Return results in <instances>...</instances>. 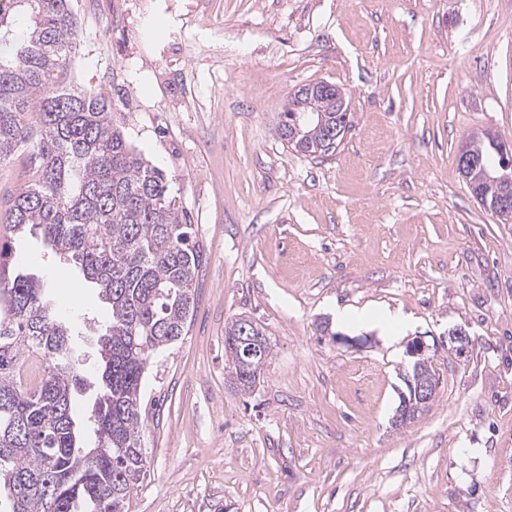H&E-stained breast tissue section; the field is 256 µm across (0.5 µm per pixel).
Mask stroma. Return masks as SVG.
<instances>
[{
	"label": "stroma",
	"instance_id": "1",
	"mask_svg": "<svg viewBox=\"0 0 512 512\" xmlns=\"http://www.w3.org/2000/svg\"><path fill=\"white\" fill-rule=\"evenodd\" d=\"M75 86L105 98L173 179L201 252L186 334L154 353L141 412L147 476L128 512H512V222L471 195L462 140L512 141V0H70ZM337 85L353 127L310 156L275 127L288 98ZM29 151L0 163V212ZM71 329L88 387L108 318L99 290L40 235L13 236ZM390 309L392 333L337 321ZM272 355L229 381L224 326ZM473 344L458 356L448 332ZM437 381L393 424L413 340Z\"/></svg>",
	"mask_w": 512,
	"mask_h": 512
}]
</instances>
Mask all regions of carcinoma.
<instances>
[{"instance_id": "obj_1", "label": "carcinoma", "mask_w": 512, "mask_h": 512, "mask_svg": "<svg viewBox=\"0 0 512 512\" xmlns=\"http://www.w3.org/2000/svg\"><path fill=\"white\" fill-rule=\"evenodd\" d=\"M25 15V36L12 19ZM78 26L70 0H9L0 8V162L19 149L37 161L30 183L0 214V495L5 512H127L147 472L141 394L150 356L185 335L199 252L171 179L137 153L113 124L106 99L71 88L69 57ZM311 121L294 126L293 116ZM352 127L332 99L294 93L277 136L310 155L329 153L326 136ZM470 152L488 168L499 157L486 137ZM480 203L500 188L471 175ZM39 231L100 288L109 319L104 369L91 415L96 445H83L71 414L85 386L71 359L68 329L48 309L34 277L9 273L8 234ZM242 318L224 325V356L238 390L257 368L238 353Z\"/></svg>"}]
</instances>
